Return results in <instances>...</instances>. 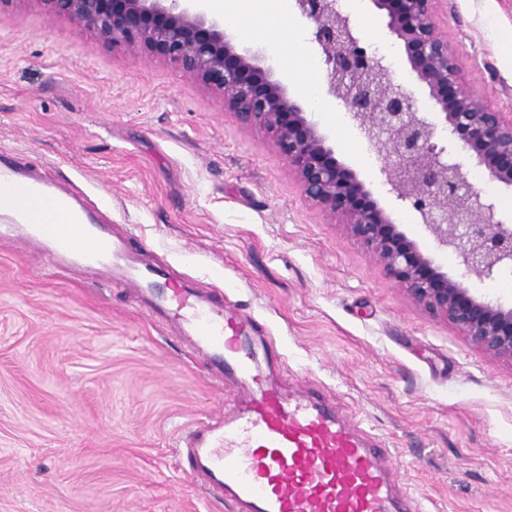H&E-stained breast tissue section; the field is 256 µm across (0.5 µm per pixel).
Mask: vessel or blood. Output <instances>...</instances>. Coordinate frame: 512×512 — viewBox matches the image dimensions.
I'll return each mask as SVG.
<instances>
[{
    "mask_svg": "<svg viewBox=\"0 0 512 512\" xmlns=\"http://www.w3.org/2000/svg\"><path fill=\"white\" fill-rule=\"evenodd\" d=\"M16 172L0 161V177L14 181L16 212L33 200L58 202L67 217L63 224L25 225L22 246L46 248L51 262L90 268L131 288L154 318L176 326L194 357L219 375L247 381V390L225 404L221 421L198 424L182 439L190 473L212 495L236 512H424L398 497L385 450L366 440L361 421L267 384L237 308L178 279L158 287L155 269L137 262L87 210L47 183L16 179Z\"/></svg>",
    "mask_w": 512,
    "mask_h": 512,
    "instance_id": "b4317fda",
    "label": "vessel or blood"
}]
</instances>
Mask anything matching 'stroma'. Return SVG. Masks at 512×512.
<instances>
[{
	"mask_svg": "<svg viewBox=\"0 0 512 512\" xmlns=\"http://www.w3.org/2000/svg\"><path fill=\"white\" fill-rule=\"evenodd\" d=\"M395 85L435 111L371 0H344ZM466 87L512 110V0H448ZM239 47L307 32L294 6L250 22ZM351 169L436 266L472 293L425 228L398 211L372 148L339 108L314 115ZM0 158L62 187L101 223L131 232L211 297L254 316L283 358L289 394L327 391L390 450L396 478L429 512H512V366L472 348L415 304L330 216L304 199L286 160L172 65L99 44L37 0L0 11ZM42 252L0 240V512H234L178 453L225 391L174 330L128 289L48 275Z\"/></svg>",
	"mask_w": 512,
	"mask_h": 512,
	"instance_id": "obj_1",
	"label": "stroma"
}]
</instances>
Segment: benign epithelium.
<instances>
[{"label": "benign epithelium", "instance_id": "7a95c632", "mask_svg": "<svg viewBox=\"0 0 512 512\" xmlns=\"http://www.w3.org/2000/svg\"><path fill=\"white\" fill-rule=\"evenodd\" d=\"M50 18L86 27L114 50L144 52L180 69L245 127L259 130L288 162L301 192L337 217L347 234L431 316L450 324L486 356L512 365V303L470 293L401 231L339 164L307 105L272 78L262 49L239 50L224 22L201 0H37ZM403 43L437 118L393 84L389 63L360 37L339 0H295L311 25L327 94L373 147L400 209L425 226L434 248L481 280L512 274V212L474 190L458 160L472 150L489 180L512 189V112L485 105L466 88L456 52L435 16L445 0H371Z\"/></svg>", "mask_w": 512, "mask_h": 512}]
</instances>
